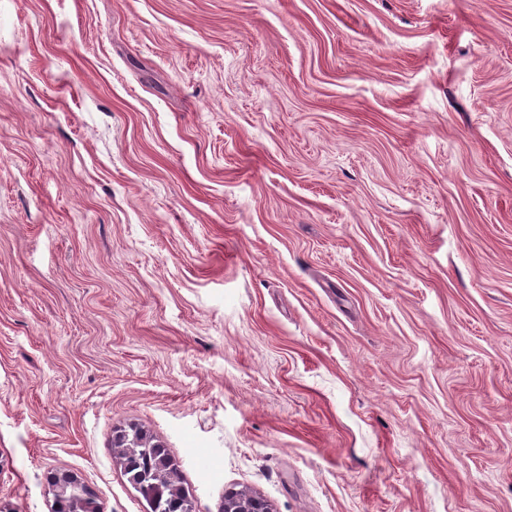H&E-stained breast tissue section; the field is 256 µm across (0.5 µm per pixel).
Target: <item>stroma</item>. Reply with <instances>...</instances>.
Instances as JSON below:
<instances>
[{
	"label": "stroma",
	"mask_w": 512,
	"mask_h": 512,
	"mask_svg": "<svg viewBox=\"0 0 512 512\" xmlns=\"http://www.w3.org/2000/svg\"><path fill=\"white\" fill-rule=\"evenodd\" d=\"M196 512H512V0H0V512L112 446ZM224 512H272L271 505L255 492L239 493L226 490L224 492Z\"/></svg>",
	"instance_id": "stroma-1"
}]
</instances>
